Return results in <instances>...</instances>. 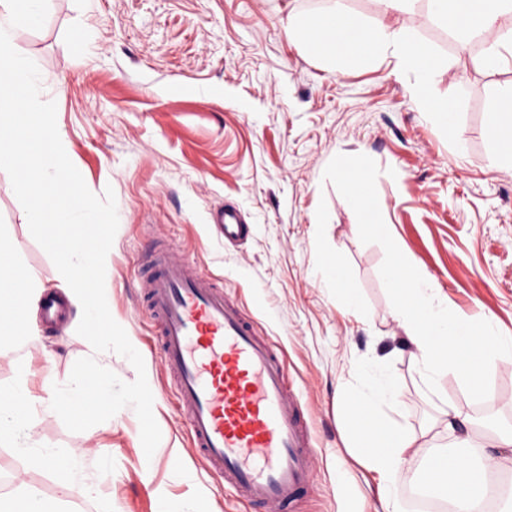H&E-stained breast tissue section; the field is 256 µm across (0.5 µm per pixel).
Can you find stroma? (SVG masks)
Masks as SVG:
<instances>
[{
	"mask_svg": "<svg viewBox=\"0 0 512 512\" xmlns=\"http://www.w3.org/2000/svg\"><path fill=\"white\" fill-rule=\"evenodd\" d=\"M342 5L426 45L437 63L430 93L447 102L464 151L445 122L422 109L413 75L391 53L332 65L286 37L289 14L319 12L325 0H281L277 11L268 0H49L44 27L19 33L40 70L42 99L56 103L68 157L93 193L114 191L108 307L143 357L162 439L146 456L129 406L83 433L45 407L47 386L66 383L89 354L71 316L61 332H39L29 353L0 357V391L26 375L36 439L48 449L87 444L81 477L97 494H63L50 467H26L7 446H0V493L24 482L59 512H102L107 503L112 512H185L192 502L199 512H265L214 481L192 446L136 288L160 239L222 284L282 352L318 454L303 512H383L377 474L345 446L336 399L339 387L357 386L366 365L400 382L387 414L427 436L395 487L405 512L434 453L470 433L489 447L512 429V362L497 364L481 402L452 373L434 393L419 382L379 273L384 250L360 241L354 211L324 178L336 155L371 157L384 221L443 304L512 336V169L495 165L491 135L512 64L488 67L484 43L448 32L424 0L408 11L384 0ZM220 203L249 224L244 241L225 242L211 230L209 210ZM0 238L20 271L60 293L61 275L2 170ZM327 254L344 266L363 314L325 287ZM450 403L464 425L433 433Z\"/></svg>",
	"mask_w": 512,
	"mask_h": 512,
	"instance_id": "obj_1",
	"label": "stroma"
}]
</instances>
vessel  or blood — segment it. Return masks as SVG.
I'll return each mask as SVG.
<instances>
[{
    "instance_id": "obj_1",
    "label": "vessel or blood",
    "mask_w": 512,
    "mask_h": 512,
    "mask_svg": "<svg viewBox=\"0 0 512 512\" xmlns=\"http://www.w3.org/2000/svg\"><path fill=\"white\" fill-rule=\"evenodd\" d=\"M210 219L226 239L247 233L235 209ZM139 287L198 456L245 501L297 512L317 452L281 351L173 249L155 255Z\"/></svg>"
}]
</instances>
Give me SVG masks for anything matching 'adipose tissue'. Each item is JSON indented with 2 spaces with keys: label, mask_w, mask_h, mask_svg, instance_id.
I'll return each mask as SVG.
<instances>
[{
  "label": "adipose tissue",
  "mask_w": 512,
  "mask_h": 512,
  "mask_svg": "<svg viewBox=\"0 0 512 512\" xmlns=\"http://www.w3.org/2000/svg\"><path fill=\"white\" fill-rule=\"evenodd\" d=\"M428 9L438 19L453 23L462 36L482 35L487 45L485 61L495 66L503 62L501 53L505 28L512 16V0H428ZM354 30L351 37L337 38L340 22ZM286 36L300 43L311 54L328 61L349 59L367 61L385 51L392 53L415 76L417 92L423 93L435 73L426 48L399 28L371 25L344 11L340 0H331L321 12L300 16L289 14ZM429 112L447 111L448 105L425 97ZM397 384L382 374H369L362 385L340 392L344 404L343 428L349 453L356 461L379 476L384 512H403L394 487L407 457L417 452V436L386 414L383 406L393 399ZM29 392L25 377L0 393V445L14 448L29 464L51 463L59 485L74 490L76 464L82 453L72 448L39 451L27 413ZM502 465L500 458L480 451L472 456L445 455L439 467L425 477L428 490L453 505L455 512H483V497L489 475Z\"/></svg>",
  "instance_id": "adipose-tissue-1"
}]
</instances>
